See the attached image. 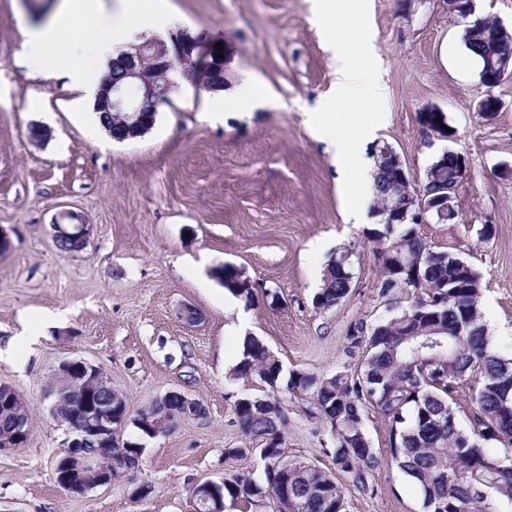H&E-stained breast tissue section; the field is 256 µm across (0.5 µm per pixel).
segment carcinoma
<instances>
[{
	"label": "carcinoma",
	"instance_id": "cac0c4a2",
	"mask_svg": "<svg viewBox=\"0 0 512 512\" xmlns=\"http://www.w3.org/2000/svg\"><path fill=\"white\" fill-rule=\"evenodd\" d=\"M475 25L476 30L464 37L465 46L480 64L481 84L492 91L499 80L489 76L487 59L511 55L512 40L500 34L492 17ZM374 167L371 206L380 228L371 230V239L377 244L382 277L378 288L388 316L372 328L362 321L351 327L345 350L357 357L356 368L329 376L287 372L282 360L257 337L244 340L242 359L231 377H255L270 391L263 396L264 404L243 397L235 406L241 432L257 448L226 452L258 453L264 461V481L226 477L224 498L257 510L271 498L278 512H345L340 483L314 465L286 458L287 416L276 398L284 389L312 396L316 414L334 438L327 453L357 489L369 490L367 475L382 462L370 448L364 427L365 407L370 404L388 426L389 456L418 487L428 512L442 507L445 512H481L489 497L512 504V454L497 456L482 446L494 442L512 451V428L497 429L504 415H512V356L489 348L481 308L483 274L470 264L467 279H459L460 257L432 249L418 224L389 222L381 207L401 181L382 156L374 157ZM458 182L457 157L440 155L430 164L422 193L446 194ZM348 254L343 249L328 260L315 296L317 308L328 310L349 295L352 279L338 268ZM214 275L235 295L251 298V289L242 287L248 281L243 272L226 266ZM471 378L476 386L467 431L448 413ZM16 416L28 422L29 409L20 397L10 409L0 406V430L9 428ZM285 474L291 492L286 502L279 496Z\"/></svg>",
	"mask_w": 512,
	"mask_h": 512
}]
</instances>
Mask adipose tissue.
<instances>
[{"mask_svg": "<svg viewBox=\"0 0 512 512\" xmlns=\"http://www.w3.org/2000/svg\"><path fill=\"white\" fill-rule=\"evenodd\" d=\"M324 29L335 52L336 92L325 99L314 115L316 133L333 152L336 166L351 199L350 214L358 216L362 196L373 186V168L363 151L381 114L383 87L373 77V61L361 26L340 31V15L359 17L362 0H318ZM173 14L167 0H64L53 21L38 29H25V61L38 74L47 59H54L75 89L96 91L95 71L137 42L140 35L164 36ZM90 52L94 64L73 68L74 58Z\"/></svg>", "mask_w": 512, "mask_h": 512, "instance_id": "adipose-tissue-1", "label": "adipose tissue"}]
</instances>
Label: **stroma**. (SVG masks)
<instances>
[{"mask_svg":"<svg viewBox=\"0 0 512 512\" xmlns=\"http://www.w3.org/2000/svg\"><path fill=\"white\" fill-rule=\"evenodd\" d=\"M169 2L180 28L223 41L228 84L255 77L268 100L215 120L199 88L178 83L151 130L118 142L67 79L29 71L22 29L36 19L24 0H0V233L10 242L0 254V383L24 398L30 418L26 444L0 453V512H194L198 482L262 480L235 404L266 387L231 377L241 337L263 340L285 370L331 375L354 365L345 352L351 325L387 315L375 244L367 225L349 218L332 153L313 131L335 82L316 0ZM365 10L373 73L386 91L373 139L420 176L443 150L467 157L461 222L421 232L433 249L483 272L490 346L512 354V73L494 90L500 111L482 118L480 67L446 0H365ZM426 107L443 111L452 140L425 138L417 114ZM67 212L92 227L78 252L58 251L52 237ZM485 224L496 228L487 242L478 237ZM349 246L350 295L317 309L330 256ZM222 264L251 280V298L213 278ZM65 358L101 367L131 410L181 390L208 417L146 440L138 466L111 487L68 494L52 475L64 430L45 395ZM278 398L288 457L335 473L346 512H423L418 489L386 455L388 429L375 408L365 411V430L383 460L365 493L336 473L327 453L334 439L310 396ZM138 484L151 485L149 497H131Z\"/></svg>","mask_w":512,"mask_h":512,"instance_id":"obj_1","label":"stroma"}]
</instances>
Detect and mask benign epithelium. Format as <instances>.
Listing matches in <instances>:
<instances>
[{
    "instance_id": "1",
    "label": "benign epithelium",
    "mask_w": 512,
    "mask_h": 512,
    "mask_svg": "<svg viewBox=\"0 0 512 512\" xmlns=\"http://www.w3.org/2000/svg\"><path fill=\"white\" fill-rule=\"evenodd\" d=\"M172 45L158 39L132 45L124 52L126 83L117 85L109 77H104L96 92V105L122 117L126 127L125 138L136 139L146 134L154 125V115L148 113L145 103L159 102L169 89L167 73L171 69V53L192 56L201 69L225 67L224 58L215 50L217 41H202L193 38L189 31L181 29L170 36ZM374 151L390 156L401 176V181L413 188H418L421 177L412 174L399 153L388 143L378 144ZM453 196L444 200L427 199L420 192L415 195L392 198L389 212L400 211L412 215L421 224L443 220ZM55 242L66 241L76 250L82 249L89 237V224L52 225ZM109 378L103 370L84 360L66 358L61 360L53 370L52 380L47 396L52 399L50 414L54 420L65 427L62 450L53 463V475L67 491L73 495H82L98 488L112 485V447L120 439L122 429L133 422L140 429L139 443H126L131 449L126 455H117L125 461H139L143 451L142 440L154 439L169 433L172 425L184 420H203L206 409L203 404L184 391H169L156 399L160 403L171 397L178 399L179 407L175 418L165 415L158 417L151 413L134 418L130 411L123 413L109 411L104 413L101 407L93 406L86 410L82 425L75 426L66 417L67 411L77 405L79 397L103 389ZM224 482L204 481L192 489L193 498L199 502H213L210 512H224V498L217 496V489Z\"/></svg>"
}]
</instances>
